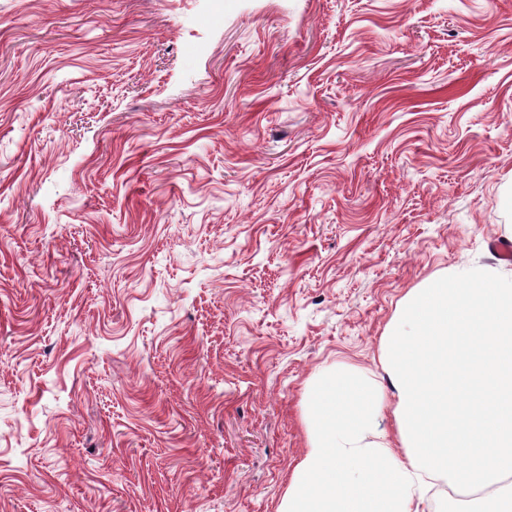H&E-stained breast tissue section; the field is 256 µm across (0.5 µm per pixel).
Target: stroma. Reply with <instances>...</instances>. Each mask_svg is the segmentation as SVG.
<instances>
[{"mask_svg":"<svg viewBox=\"0 0 512 512\" xmlns=\"http://www.w3.org/2000/svg\"><path fill=\"white\" fill-rule=\"evenodd\" d=\"M496 240L512 0H0V512H278Z\"/></svg>","mask_w":512,"mask_h":512,"instance_id":"1","label":"stroma"}]
</instances>
